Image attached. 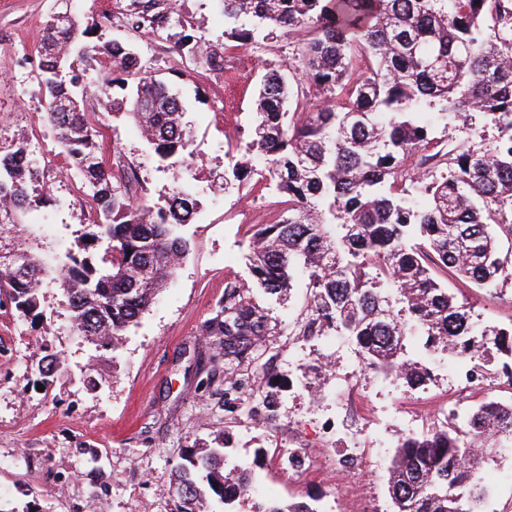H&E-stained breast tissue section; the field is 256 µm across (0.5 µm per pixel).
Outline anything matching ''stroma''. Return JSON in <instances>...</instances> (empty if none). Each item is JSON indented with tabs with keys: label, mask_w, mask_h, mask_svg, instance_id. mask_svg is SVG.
<instances>
[{
	"label": "stroma",
	"mask_w": 512,
	"mask_h": 512,
	"mask_svg": "<svg viewBox=\"0 0 512 512\" xmlns=\"http://www.w3.org/2000/svg\"><path fill=\"white\" fill-rule=\"evenodd\" d=\"M56 7V0H0V137L27 142L39 162V187L50 196L23 216L17 234L47 260L64 254L82 225L97 219L82 203L83 180L41 120L38 50ZM136 7L137 0L73 3L91 26L87 43L136 49L180 96L194 159L160 168L137 125L112 114L103 119L102 151L134 164L142 194L156 206L176 183L195 186L196 220L180 230L189 251L113 352L72 333L57 287L44 288L36 321L0 308V512H88L90 502L99 512H170L171 471L183 449L226 436L232 460H257L262 499L303 502L313 512H394L387 479L399 439L490 397L510 404L512 387L454 389L453 361L442 355L430 379L409 388L366 369L350 342L301 335L310 297L304 281L269 294L255 287L247 267L254 225L271 220V192L251 179L224 186L229 158L243 157L250 142L260 79L291 67L297 34L228 42L222 0H179L196 36L226 42V65L216 72L176 54L172 41L133 30L128 18ZM230 283L269 318L268 335L241 358L225 356L208 330ZM449 288L483 326L512 323V283ZM47 354L61 363L46 385L37 362ZM341 401L356 404L359 426L336 437L325 428ZM354 446L364 451L356 468L342 458ZM296 452L309 455L313 468L281 465ZM481 474L489 491L485 512H512V452L494 456Z\"/></svg>",
	"instance_id": "obj_1"
}]
</instances>
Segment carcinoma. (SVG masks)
Segmentation results:
<instances>
[{"label":"carcinoma","instance_id":"1","mask_svg":"<svg viewBox=\"0 0 512 512\" xmlns=\"http://www.w3.org/2000/svg\"><path fill=\"white\" fill-rule=\"evenodd\" d=\"M139 0L130 25L155 33L177 28L175 50L224 70L225 47L188 32L175 0ZM310 29L300 69L332 100L315 112L290 111L292 84L267 71L255 103L249 150L262 156L268 186L287 207L252 234L246 260L255 285L281 293L297 277L310 288L306 336H343L369 368L413 388L428 369L408 357L446 351L476 362L496 349L512 358V325L480 331L438 273L476 288L512 281V0H224V37L243 45L263 32ZM87 30L49 18L40 47L42 121L91 189L97 222L72 249L46 264L28 247H8L20 214L45 202L33 189L36 159L23 141L0 142V307L35 320L42 288L61 290L71 330L115 349L154 303L187 251L178 226L196 215L194 190L178 186L156 207L132 194L129 165L117 177L105 164L100 120L86 103L122 107L161 163L191 156L184 107L140 55L107 41L88 44ZM97 72L80 85L76 67ZM123 96L115 97V90ZM445 124L473 114L497 132L490 148L438 147L421 121ZM254 172L241 158L224 185ZM224 353L240 355L268 331L265 313L229 283L224 308L210 321ZM401 438L388 492L395 512H484L480 471L493 448H512V403L490 399L465 424ZM257 494L253 466H226L224 448H187L172 482L174 512H215Z\"/></svg>","mask_w":512,"mask_h":512}]
</instances>
